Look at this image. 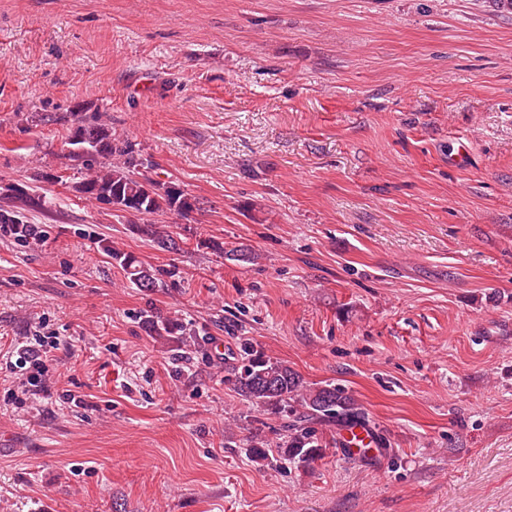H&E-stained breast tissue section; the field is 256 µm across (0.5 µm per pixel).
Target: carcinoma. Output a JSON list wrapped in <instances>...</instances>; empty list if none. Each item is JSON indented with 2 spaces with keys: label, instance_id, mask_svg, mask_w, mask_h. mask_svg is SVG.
I'll list each match as a JSON object with an SVG mask.
<instances>
[{
  "label": "carcinoma",
  "instance_id": "obj_1",
  "mask_svg": "<svg viewBox=\"0 0 512 512\" xmlns=\"http://www.w3.org/2000/svg\"><path fill=\"white\" fill-rule=\"evenodd\" d=\"M67 140L70 145L88 143L92 147L90 153L64 155L65 169L77 175L73 190L80 197L97 202L110 197L113 211L141 219L170 213L188 221L200 210L195 197L179 184L161 179L157 167L142 158L129 139L112 133L101 115H77ZM7 199V204L0 205V224L15 227L26 240L38 236V228L27 223L26 213L48 210L52 201L47 193L33 194L26 185L18 184L7 188ZM139 231L164 252L177 254L186 244L181 237L153 224H144ZM210 248L231 261L254 259L242 245L226 251L224 244L212 242ZM102 250L119 262L140 288H159L163 277L174 274L172 269L155 272L146 268L135 256L112 248L108 242L102 244ZM147 329L156 336H173L180 326L168 317L151 315ZM227 381L259 411L286 418L281 454L302 467L326 453L316 426L344 429L365 421V413L343 390L328 384L311 387L288 365L248 347L237 362L229 365Z\"/></svg>",
  "mask_w": 512,
  "mask_h": 512
}]
</instances>
